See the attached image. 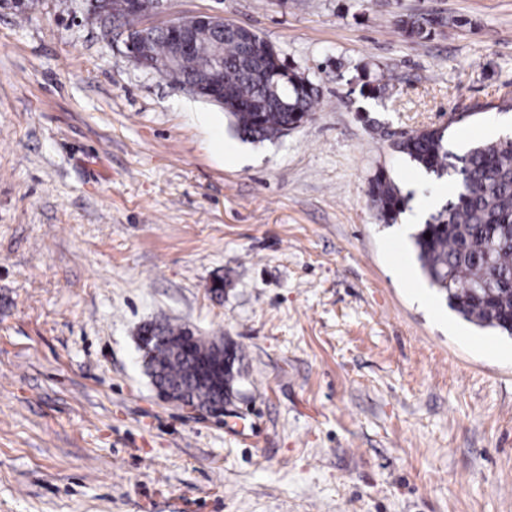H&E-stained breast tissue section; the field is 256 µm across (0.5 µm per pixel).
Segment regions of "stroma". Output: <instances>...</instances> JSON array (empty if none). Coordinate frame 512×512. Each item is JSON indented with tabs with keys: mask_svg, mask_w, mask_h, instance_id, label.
Here are the masks:
<instances>
[{
	"mask_svg": "<svg viewBox=\"0 0 512 512\" xmlns=\"http://www.w3.org/2000/svg\"><path fill=\"white\" fill-rule=\"evenodd\" d=\"M86 11L0 0V512H512V339L367 194L382 168L435 213L447 179L392 141L512 128V0H160L144 24L224 16L319 85L261 143ZM165 318L235 349L223 421L158 396ZM438 24L439 21L429 14L408 15L396 20L398 28L411 39L429 35Z\"/></svg>",
	"mask_w": 512,
	"mask_h": 512,
	"instance_id": "1",
	"label": "stroma"
}]
</instances>
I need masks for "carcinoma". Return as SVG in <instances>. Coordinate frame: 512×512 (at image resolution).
<instances>
[{
    "instance_id": "obj_1",
    "label": "carcinoma",
    "mask_w": 512,
    "mask_h": 512,
    "mask_svg": "<svg viewBox=\"0 0 512 512\" xmlns=\"http://www.w3.org/2000/svg\"><path fill=\"white\" fill-rule=\"evenodd\" d=\"M438 24L429 14L396 20L411 39L429 35ZM148 50L158 65L147 67L179 87L192 83L201 60L220 53L225 115L238 134L252 141L271 140L300 126L311 118L320 97L319 86L310 79L295 81L297 70H285L259 54L246 59L242 38L232 33L219 47L212 31H199L195 55L173 65L166 64L171 48L162 34L148 41ZM392 149L456 185L453 198L430 215L413 237L417 259L431 285L465 321L512 337V137L479 143L457 154L449 148L446 130L431 128L400 136ZM368 195L386 224L397 222L410 198L383 169L369 179ZM427 233L431 238H425ZM142 333L185 346L184 353L175 356L165 343L153 344L145 352L150 376L201 406L224 401V374L213 377L210 385L194 383L200 364L212 356V341L168 321L148 325Z\"/></svg>"
}]
</instances>
